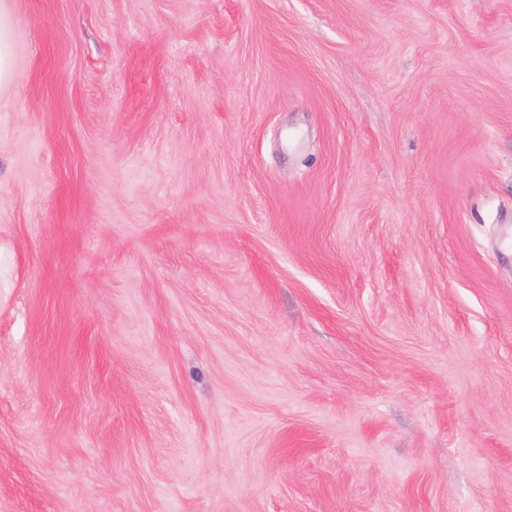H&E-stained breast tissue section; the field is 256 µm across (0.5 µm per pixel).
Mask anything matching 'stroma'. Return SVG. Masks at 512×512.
<instances>
[{
	"label": "stroma",
	"mask_w": 512,
	"mask_h": 512,
	"mask_svg": "<svg viewBox=\"0 0 512 512\" xmlns=\"http://www.w3.org/2000/svg\"><path fill=\"white\" fill-rule=\"evenodd\" d=\"M0 12V512H512V0ZM14 50L8 20L0 13V87L13 82Z\"/></svg>",
	"instance_id": "1"
}]
</instances>
